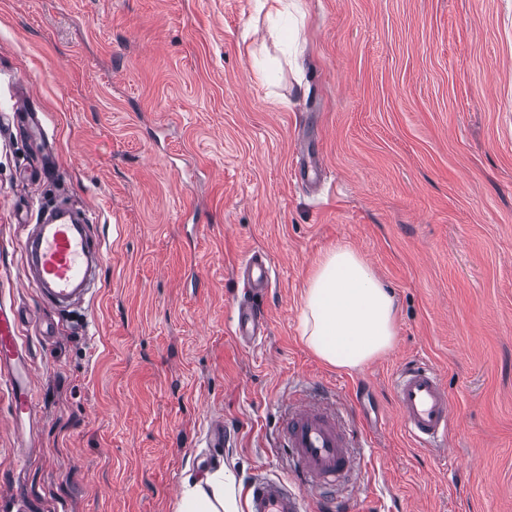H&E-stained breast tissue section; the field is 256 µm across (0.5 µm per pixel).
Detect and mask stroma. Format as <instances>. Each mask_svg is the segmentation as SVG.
<instances>
[{"instance_id":"obj_1","label":"stroma","mask_w":512,"mask_h":512,"mask_svg":"<svg viewBox=\"0 0 512 512\" xmlns=\"http://www.w3.org/2000/svg\"><path fill=\"white\" fill-rule=\"evenodd\" d=\"M292 12L0 0V302L21 311L37 395L22 464L0 382V512H178L204 457L245 512L249 480L292 478L282 405L314 386L359 437L337 498L512 512V0ZM62 201L103 244L84 317L24 277L19 222ZM339 244L398 304L392 348L353 370L302 337L309 277ZM255 251L276 278L269 331L243 345L235 270ZM414 357L453 400L447 447L401 429L389 378Z\"/></svg>"}]
</instances>
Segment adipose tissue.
<instances>
[{"instance_id":"1","label":"adipose tissue","mask_w":512,"mask_h":512,"mask_svg":"<svg viewBox=\"0 0 512 512\" xmlns=\"http://www.w3.org/2000/svg\"><path fill=\"white\" fill-rule=\"evenodd\" d=\"M397 306L392 292L353 249L329 250L313 271L304 295L306 344L339 369L361 367L393 346ZM224 471L185 485L179 512H224Z\"/></svg>"}]
</instances>
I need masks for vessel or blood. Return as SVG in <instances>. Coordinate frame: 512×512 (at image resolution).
<instances>
[{"label":"vessel or blood","instance_id":"obj_1","mask_svg":"<svg viewBox=\"0 0 512 512\" xmlns=\"http://www.w3.org/2000/svg\"><path fill=\"white\" fill-rule=\"evenodd\" d=\"M23 252L28 285L43 302L82 309L93 300L100 279L97 270L101 242L90 219L72 220L58 210L50 220L26 224ZM249 291L233 312V334L244 344L262 337L268 326L263 308L251 300L252 291L266 288L275 271L270 259L251 253L242 270ZM21 315L0 305V377L11 391L17 425L30 422L35 410L34 365L22 340ZM399 419L409 438L420 447L444 444L454 418V403L439 373L428 364L406 365L392 380ZM284 443L296 461V488L279 479H261L248 489V512H305L303 488L335 482L357 464L354 442L335 411L317 395L288 401L282 419Z\"/></svg>","mask_w":512,"mask_h":512}]
</instances>
